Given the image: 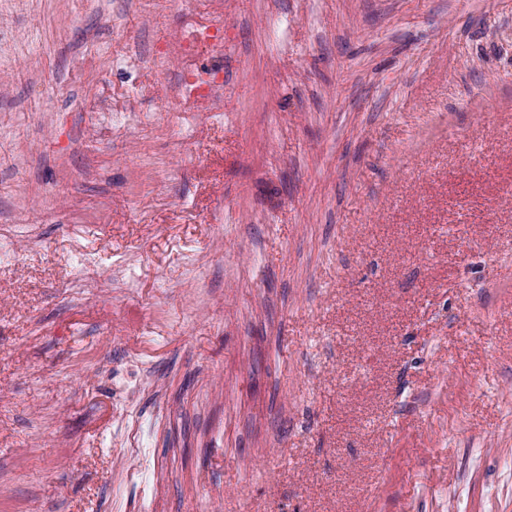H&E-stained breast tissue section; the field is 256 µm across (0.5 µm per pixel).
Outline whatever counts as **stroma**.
Wrapping results in <instances>:
<instances>
[{"label": "stroma", "instance_id": "obj_1", "mask_svg": "<svg viewBox=\"0 0 512 512\" xmlns=\"http://www.w3.org/2000/svg\"><path fill=\"white\" fill-rule=\"evenodd\" d=\"M223 22L202 123L178 13L0 0V512H512V0Z\"/></svg>", "mask_w": 512, "mask_h": 512}]
</instances>
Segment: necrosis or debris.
Listing matches in <instances>:
<instances>
[{
	"instance_id": "1",
	"label": "necrosis or debris",
	"mask_w": 512,
	"mask_h": 512,
	"mask_svg": "<svg viewBox=\"0 0 512 512\" xmlns=\"http://www.w3.org/2000/svg\"><path fill=\"white\" fill-rule=\"evenodd\" d=\"M144 12L163 14L179 9L181 34L154 51V66L167 70L176 63L177 96L161 100V111L176 110L203 119L224 109V58L236 48L224 29L223 0H140Z\"/></svg>"
}]
</instances>
